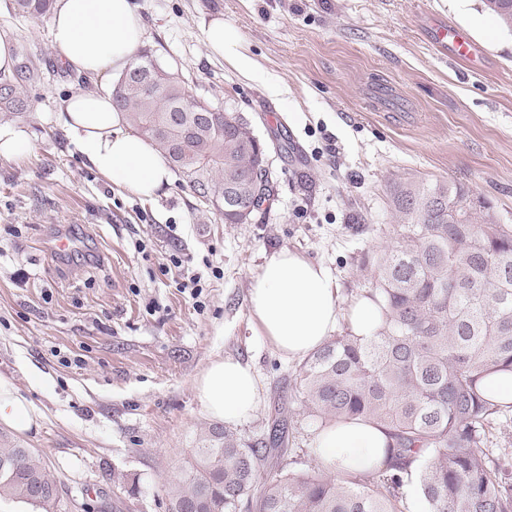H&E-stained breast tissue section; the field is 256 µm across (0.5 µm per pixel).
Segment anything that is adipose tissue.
Listing matches in <instances>:
<instances>
[{
    "label": "adipose tissue",
    "mask_w": 512,
    "mask_h": 512,
    "mask_svg": "<svg viewBox=\"0 0 512 512\" xmlns=\"http://www.w3.org/2000/svg\"><path fill=\"white\" fill-rule=\"evenodd\" d=\"M49 30L65 65L106 79L122 77L132 67L144 35L136 0H55ZM53 120L114 186L152 200L171 185L165 157L146 138L126 129L111 93L77 90L61 102ZM249 305L262 336L290 359L320 348L340 322L367 339L380 322L375 299L364 297L343 306L329 269L287 248L265 257L252 278ZM195 395L213 420L244 421L259 400L254 369L232 357L216 358L196 380ZM38 422L33 403L12 382L0 379V424L25 432ZM390 443L382 428L361 420L326 426L313 441L318 460L340 473L380 469Z\"/></svg>",
    "instance_id": "1"
}]
</instances>
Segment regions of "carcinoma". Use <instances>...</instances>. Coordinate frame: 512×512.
<instances>
[{
	"label": "carcinoma",
	"mask_w": 512,
	"mask_h": 512,
	"mask_svg": "<svg viewBox=\"0 0 512 512\" xmlns=\"http://www.w3.org/2000/svg\"><path fill=\"white\" fill-rule=\"evenodd\" d=\"M15 15L46 16L53 0H11ZM512 30V0H481ZM42 71L20 56L0 72V121L27 111ZM115 107L187 180L195 194H247L265 151L241 115L191 98L183 81L143 56L114 85ZM199 112L210 119L202 121ZM398 245L377 261L371 296L382 323L373 338L330 337L307 356L296 391L325 426L364 419L392 440L384 467L340 474L290 473L268 458L288 451V417L253 442L215 423L199 428L168 512H405V480L417 476L426 512H512V478L483 447L486 428L512 404L481 389L512 372V228L491 203L456 184L396 182L390 189ZM56 512L59 487L41 458L0 434V497Z\"/></svg>",
	"instance_id": "obj_1"
}]
</instances>
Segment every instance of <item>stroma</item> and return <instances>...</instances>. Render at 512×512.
Masks as SVG:
<instances>
[{"mask_svg":"<svg viewBox=\"0 0 512 512\" xmlns=\"http://www.w3.org/2000/svg\"><path fill=\"white\" fill-rule=\"evenodd\" d=\"M138 2L143 51L194 99L242 114L261 139L280 131L275 202L228 224L179 175L152 201L113 186L44 119L95 80L60 64L47 18L0 0V34L44 73L17 118L31 152L0 158V378L41 414L14 439L56 479L58 512H167L165 488L208 420L194 384L218 357L257 377L258 406L234 431L265 434L283 405L289 471L316 465L321 423L294 396L300 362L260 336L249 307L272 251L324 264L345 300L365 295L375 260L398 242V178L463 184L512 225V32L480 0ZM433 16L478 44L479 67L433 48ZM217 17L243 62L205 47ZM60 235L75 241L64 256L52 249ZM175 252L190 270L172 266ZM191 270L203 276L201 310L179 288Z\"/></svg>","mask_w":512,"mask_h":512,"instance_id":"stroma-1","label":"stroma"}]
</instances>
